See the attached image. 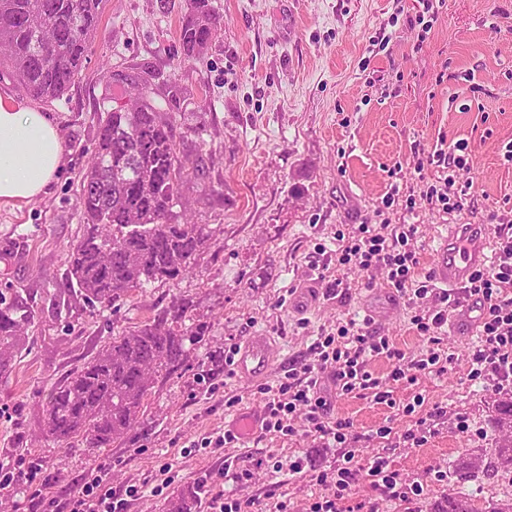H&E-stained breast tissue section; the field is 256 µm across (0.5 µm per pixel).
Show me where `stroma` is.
Returning <instances> with one entry per match:
<instances>
[{
    "label": "stroma",
    "mask_w": 512,
    "mask_h": 512,
    "mask_svg": "<svg viewBox=\"0 0 512 512\" xmlns=\"http://www.w3.org/2000/svg\"><path fill=\"white\" fill-rule=\"evenodd\" d=\"M224 27L204 58L185 61L179 24L187 0H103L86 79L60 100L38 104L62 130L66 164L48 194L19 206H0V292L26 300L33 313L26 343L9 378L0 381V512H70L71 498L101 478L124 495L141 487L126 512H159L165 496L190 487L192 512H213L216 496L231 493L256 508L278 500L290 512H308L324 495L314 477L334 465L339 448L304 435L286 439L243 430L245 412L263 408V386L275 384L291 363L308 358L320 334L337 333L363 317L368 298L384 288V272L339 271L337 291L297 310L292 297L316 267L335 260L343 225L417 228L418 275L429 274L438 244L452 226L489 223L490 212L512 221V0H212ZM151 78L152 98L177 120V153L202 166L204 183L183 189L177 222L206 225L207 247L192 269L131 291L109 306L88 307L65 286L68 250L84 233L80 182L102 120L127 103L132 82ZM177 93H170V85ZM467 140L469 166L454 171L472 184L463 209L444 211L425 193L436 167L416 172L437 141ZM392 206H384L388 193ZM416 200L405 213V198ZM189 309L178 328L204 325L176 371L157 378L141 425L107 448L64 447L45 436L43 409L52 387L81 367L108 337L152 321L173 305ZM408 304L376 323L403 351L420 359L428 343L413 327ZM271 337L276 358L260 378L224 369V351L250 336ZM476 337H445L453 354L447 372L418 385L392 381V362L369 369L401 406L392 409L359 397L332 401V414L349 419L362 437V458L377 453L407 481H419L416 512L451 492L475 507L512 500V472L499 471L463 484L450 471L464 453L491 450L499 437L491 420L494 392L469 379ZM447 407L437 434L418 448H395L371 437L391 424L403 432L402 405L415 394ZM467 428H460L459 418ZM239 434L231 447H202L203 439ZM307 459L304 472L290 459ZM279 460L281 470L256 467ZM49 477L41 495L20 480L29 461ZM249 480L224 474L225 462ZM447 478H439V471ZM161 495H152L156 485Z\"/></svg>",
    "instance_id": "obj_1"
}]
</instances>
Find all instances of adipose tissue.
<instances>
[{"label":"adipose tissue","mask_w":512,"mask_h":512,"mask_svg":"<svg viewBox=\"0 0 512 512\" xmlns=\"http://www.w3.org/2000/svg\"><path fill=\"white\" fill-rule=\"evenodd\" d=\"M65 163V141L46 114L0 95V204L48 193Z\"/></svg>","instance_id":"1"}]
</instances>
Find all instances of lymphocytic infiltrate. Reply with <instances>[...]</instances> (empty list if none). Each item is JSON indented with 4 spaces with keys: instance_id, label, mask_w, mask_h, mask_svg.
I'll return each instance as SVG.
<instances>
[{
    "instance_id": "obj_1",
    "label": "lymphocytic infiltrate",
    "mask_w": 512,
    "mask_h": 512,
    "mask_svg": "<svg viewBox=\"0 0 512 512\" xmlns=\"http://www.w3.org/2000/svg\"><path fill=\"white\" fill-rule=\"evenodd\" d=\"M415 234L412 226L388 236L373 232L369 225H358L353 237L337 234L336 262L365 271L384 269L387 285L407 297L415 310L412 323L430 345L427 356L406 360L388 337L373 330L370 319L349 320L339 328L337 336H318L309 347L308 361L292 366L276 385L265 387L263 432L288 437L301 430L323 447H336L347 442L351 423L332 417L331 403L322 394L323 380L331 381L336 396L355 393L392 407L396 404L392 391L368 369L371 359L383 357L392 361V381L403 380L411 385L419 376L432 373L439 363L450 362V355L438 350L442 329L448 323L449 296L441 294L432 308H424L432 288L414 278L418 265ZM494 234L496 257L472 274L466 292L483 302L470 377L482 381L484 387L501 390L512 383V232L499 224ZM299 409L305 410L306 418L298 428L290 417ZM364 479L392 501L408 503L424 491L420 482L406 483L385 455L375 454L361 464L350 450L337 459L335 466L317 475V484L331 488L333 495L313 502L312 512H341L340 503Z\"/></svg>"
}]
</instances>
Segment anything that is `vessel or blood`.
I'll return each instance as SVG.
<instances>
[{"label": "vessel or blood", "mask_w": 512, "mask_h": 512, "mask_svg": "<svg viewBox=\"0 0 512 512\" xmlns=\"http://www.w3.org/2000/svg\"><path fill=\"white\" fill-rule=\"evenodd\" d=\"M458 234L443 239L440 243L431 269V281L435 287L460 294L469 277L489 261L495 240L489 228L482 224H461ZM480 304L465 299L449 325L451 334L472 336L480 324ZM273 362L270 341L264 336L250 337L237 351L235 371L242 377H256L267 372Z\"/></svg>", "instance_id": "vessel-or-blood-1"}]
</instances>
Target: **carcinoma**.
I'll list each match as a JSON object with an SVG mask.
<instances>
[{"label":"carcinoma","instance_id":"carcinoma-1","mask_svg":"<svg viewBox=\"0 0 512 512\" xmlns=\"http://www.w3.org/2000/svg\"><path fill=\"white\" fill-rule=\"evenodd\" d=\"M102 0H0V70L9 72L34 100L62 98L83 79L84 62L97 32ZM224 25L211 0H188L181 20L184 60L201 58ZM50 44L40 54L34 32ZM133 111H109L81 179L80 210L88 231L70 246L67 290L90 305H110L144 284L189 270L206 247L203 224H176L174 207L184 184L199 177L176 151V119L151 102L150 82L132 83ZM32 311L15 296L0 293V379L31 323ZM163 315L137 330L112 338L80 370L54 388L44 409V431L68 444L79 438L89 448L125 439L139 422L154 378L170 374L186 358V341L203 335L196 327L178 330ZM493 423L503 433L483 472L512 470V392L493 402ZM474 453L453 467L458 483L476 477ZM195 492L172 494L162 512H192Z\"/></svg>","mask_w":512,"mask_h":512}]
</instances>
